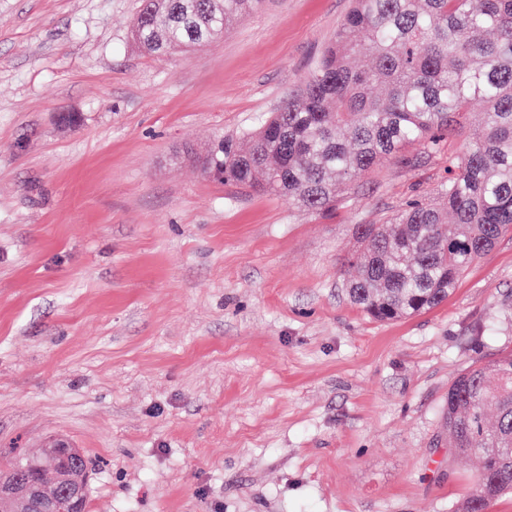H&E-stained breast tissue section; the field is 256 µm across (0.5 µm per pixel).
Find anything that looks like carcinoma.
Wrapping results in <instances>:
<instances>
[{
  "label": "carcinoma",
  "instance_id": "carcinoma-1",
  "mask_svg": "<svg viewBox=\"0 0 512 512\" xmlns=\"http://www.w3.org/2000/svg\"><path fill=\"white\" fill-rule=\"evenodd\" d=\"M260 0H143L133 21L151 52L199 46ZM369 56L371 67L351 60ZM485 109L463 154L448 165L443 206L410 202L389 224H361L353 303L379 320L431 309L462 273L512 231V0H354L319 64L288 102L247 134L187 152L218 180L274 193L316 214L336 209L349 184L409 145L432 152ZM448 450L475 459L456 512H488L512 494V353L475 364L448 389ZM8 462L67 509L65 473L51 449Z\"/></svg>",
  "mask_w": 512,
  "mask_h": 512
}]
</instances>
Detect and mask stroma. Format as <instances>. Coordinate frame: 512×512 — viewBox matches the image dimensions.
<instances>
[{
  "label": "stroma",
  "mask_w": 512,
  "mask_h": 512,
  "mask_svg": "<svg viewBox=\"0 0 512 512\" xmlns=\"http://www.w3.org/2000/svg\"><path fill=\"white\" fill-rule=\"evenodd\" d=\"M351 0H264L186 53L141 0H0V465L65 441L87 512H452L448 388L512 351V233L448 299L350 302L357 228L439 203L483 120L353 182L335 212L182 158L278 111ZM74 113L78 122L59 117Z\"/></svg>",
  "instance_id": "stroma-1"
}]
</instances>
